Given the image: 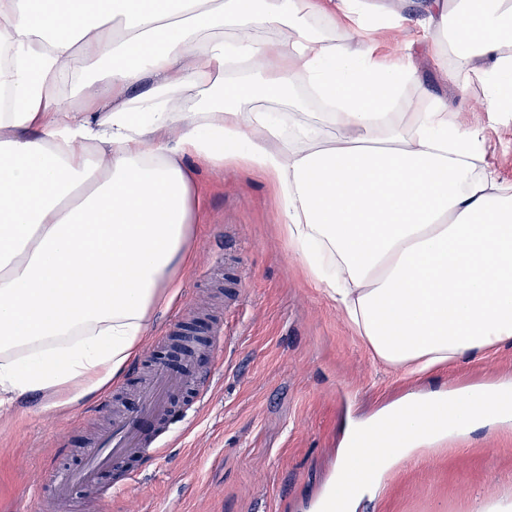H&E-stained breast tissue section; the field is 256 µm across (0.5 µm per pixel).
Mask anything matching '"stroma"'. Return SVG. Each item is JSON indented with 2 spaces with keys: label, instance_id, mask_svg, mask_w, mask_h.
I'll return each instance as SVG.
<instances>
[{
  "label": "stroma",
  "instance_id": "1",
  "mask_svg": "<svg viewBox=\"0 0 512 512\" xmlns=\"http://www.w3.org/2000/svg\"><path fill=\"white\" fill-rule=\"evenodd\" d=\"M434 35L397 31L382 55L412 60L408 98H448L480 129L487 161L512 182V112L487 109L475 79L448 80L452 59L435 54ZM193 256L153 336L123 375L95 399L68 410L34 396L0 412V512H65L49 497L61 469L137 401L140 373L166 360L165 336L195 321L207 333L224 322V346L201 350L196 378H214L199 413L189 397L174 405L163 455L131 462L121 493L104 475L80 512H320L337 480L350 423L406 396L512 384V344L415 378L376 360L340 311L306 275L281 236L279 207L255 171L195 168ZM512 503V426L494 422L431 442L386 471L376 494L354 512H474L482 502Z\"/></svg>",
  "mask_w": 512,
  "mask_h": 512
}]
</instances>
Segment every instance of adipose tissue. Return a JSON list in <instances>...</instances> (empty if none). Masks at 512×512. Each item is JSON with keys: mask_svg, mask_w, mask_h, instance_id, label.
<instances>
[{"mask_svg": "<svg viewBox=\"0 0 512 512\" xmlns=\"http://www.w3.org/2000/svg\"><path fill=\"white\" fill-rule=\"evenodd\" d=\"M406 0H0V407L67 408L118 378L191 260L194 158L271 180L281 234L376 358L426 374L512 343V188L447 99L403 117L408 61L375 44ZM326 15L348 39L312 25ZM425 25L512 112V0H431ZM287 120L271 104L306 100ZM497 393L407 398L339 455L376 490L427 418H500Z\"/></svg>", "mask_w": 512, "mask_h": 512, "instance_id": "1", "label": "adipose tissue"}]
</instances>
